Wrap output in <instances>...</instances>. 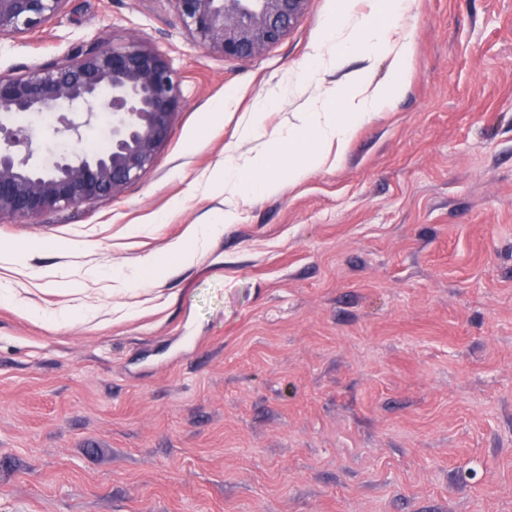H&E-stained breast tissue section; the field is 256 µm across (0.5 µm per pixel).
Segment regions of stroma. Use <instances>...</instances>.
<instances>
[{
	"mask_svg": "<svg viewBox=\"0 0 512 512\" xmlns=\"http://www.w3.org/2000/svg\"><path fill=\"white\" fill-rule=\"evenodd\" d=\"M338 16L314 0L248 60L200 48L173 0H65L0 38L12 77L135 40L183 98L119 197L0 219V281L70 313L0 304V512H512V0H415L390 24L406 87L340 162L239 199L193 264L121 281L224 212L225 160L352 73L391 78L356 50L311 68ZM19 295L20 294L15 289L2 288L0 290V301L1 303L11 304L20 309L26 316L40 319L48 325L58 324L69 318V312L67 310L56 311L36 308Z\"/></svg>",
	"mask_w": 512,
	"mask_h": 512,
	"instance_id": "stroma-1",
	"label": "stroma"
}]
</instances>
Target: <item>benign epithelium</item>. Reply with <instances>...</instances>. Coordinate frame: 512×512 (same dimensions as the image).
Masks as SVG:
<instances>
[{
	"label": "benign epithelium",
	"mask_w": 512,
	"mask_h": 512,
	"mask_svg": "<svg viewBox=\"0 0 512 512\" xmlns=\"http://www.w3.org/2000/svg\"><path fill=\"white\" fill-rule=\"evenodd\" d=\"M65 0H0V37L33 31ZM199 46L246 60L282 41L313 0H174ZM182 106L168 59L132 42L94 43L23 77L0 75V112L51 113L52 135L71 145L43 165L31 163L39 132L0 124V217L31 224L41 215L120 196L156 162ZM112 116L103 149L83 146L84 132Z\"/></svg>",
	"instance_id": "benign-epithelium-1"
}]
</instances>
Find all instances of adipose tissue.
I'll use <instances>...</instances> for the list:
<instances>
[{"instance_id":"ef3b65f1","label":"adipose tissue","mask_w":512,"mask_h":512,"mask_svg":"<svg viewBox=\"0 0 512 512\" xmlns=\"http://www.w3.org/2000/svg\"><path fill=\"white\" fill-rule=\"evenodd\" d=\"M369 13L356 17L353 28L329 26L313 52L318 68H337L348 50L359 46L367 54H386L392 59L394 77L390 82L376 84L367 73L353 74L347 85L337 90L339 109L333 112H304L298 124L289 126L284 134L290 147V158L279 172H272L273 159L263 151L244 164H231L214 173L209 185L224 193L227 208L223 223L191 224L182 238L168 247V258L192 264L201 246L222 233L235 218L233 204L248 196L280 194L287 186L303 179L310 171L325 165L329 158H343L356 131L377 112L389 107L405 86V73L413 57V45L391 40L379 24V17H393L410 7L409 0H370Z\"/></svg>"}]
</instances>
